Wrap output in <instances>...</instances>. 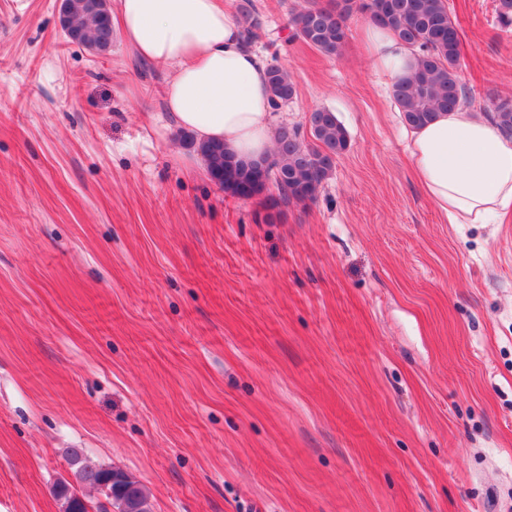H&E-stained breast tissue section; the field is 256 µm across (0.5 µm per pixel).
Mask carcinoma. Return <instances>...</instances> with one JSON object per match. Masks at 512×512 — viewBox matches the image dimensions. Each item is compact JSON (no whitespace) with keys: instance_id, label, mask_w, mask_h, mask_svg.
<instances>
[{"instance_id":"obj_1","label":"carcinoma","mask_w":512,"mask_h":512,"mask_svg":"<svg viewBox=\"0 0 512 512\" xmlns=\"http://www.w3.org/2000/svg\"><path fill=\"white\" fill-rule=\"evenodd\" d=\"M96 2L69 0L62 28L71 41L102 54L112 48V19L110 9L92 8ZM495 12L502 30L512 27V0H496ZM240 13L245 18L247 39L258 38L261 21L252 0H244ZM355 14L388 29L400 44L418 51L413 71L392 86V100L407 126L421 127L438 113L466 103L460 75L459 26L448 0H327L325 4L310 0L292 14V37L328 58H335L348 38L347 21ZM268 88L275 109L296 96L288 67L281 64L270 65ZM492 119L503 131L512 133V99L498 100ZM307 123L316 145L306 141L300 128L283 126L278 131L276 151L264 159V169L257 161L229 153L222 144H203L199 151L209 171H224V192L233 197L241 195L239 186L243 180H252L250 195L255 197L267 190L265 176L279 174L274 179L279 195L267 197L266 219L272 222L277 219L274 209L280 203L315 199L319 188L332 175L336 160L348 150V132L332 110H314ZM66 462L75 482L63 479L53 488L63 512H91L93 508L96 512H108L110 508L113 512H152L146 488L124 470L100 465L82 448L68 449ZM109 479L112 495L107 508L90 504L74 487L77 483L96 489Z\"/></svg>"}]
</instances>
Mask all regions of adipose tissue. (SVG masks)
Masks as SVG:
<instances>
[{
	"mask_svg": "<svg viewBox=\"0 0 512 512\" xmlns=\"http://www.w3.org/2000/svg\"><path fill=\"white\" fill-rule=\"evenodd\" d=\"M122 40L143 61L166 66L168 121L197 140H220L237 157L269 156L273 107L266 58L249 47L224 0H114ZM361 37L375 71L395 81L415 55L387 30ZM411 162L431 203L452 224H497L512 211V139L475 112L440 113L408 138Z\"/></svg>",
	"mask_w": 512,
	"mask_h": 512,
	"instance_id": "ef3b65f1",
	"label": "adipose tissue"
}]
</instances>
